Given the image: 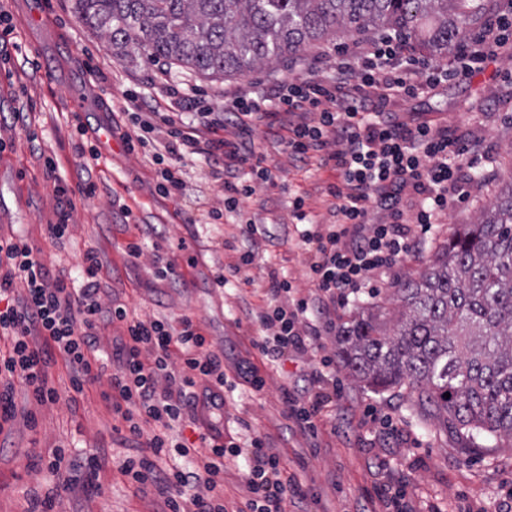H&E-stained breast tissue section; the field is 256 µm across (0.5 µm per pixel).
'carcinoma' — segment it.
<instances>
[{"label": "carcinoma", "mask_w": 512, "mask_h": 512, "mask_svg": "<svg viewBox=\"0 0 512 512\" xmlns=\"http://www.w3.org/2000/svg\"><path fill=\"white\" fill-rule=\"evenodd\" d=\"M120 58L164 60L205 77L243 75L340 31H396L446 58L487 0H74ZM393 328L356 307L336 336L342 368L375 391L406 387L471 447L512 441V186L397 288ZM450 397H444V394Z\"/></svg>", "instance_id": "cac0c4a2"}]
</instances>
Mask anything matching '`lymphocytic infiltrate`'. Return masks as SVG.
Segmentation results:
<instances>
[{
  "label": "lymphocytic infiltrate",
  "mask_w": 512,
  "mask_h": 512,
  "mask_svg": "<svg viewBox=\"0 0 512 512\" xmlns=\"http://www.w3.org/2000/svg\"><path fill=\"white\" fill-rule=\"evenodd\" d=\"M509 49L512 0H493L449 64L416 56L401 35L375 33L337 52H322L262 100L236 94L225 115L205 117L197 128L156 114L148 100L130 96L133 130L124 141L152 148L161 167L157 190L166 197L183 189L175 166L182 154L214 156L224 176V203L208 213L215 222L236 212L257 186L277 180L251 145L255 126L285 129L290 157H318L320 168L334 172L336 181L328 186L335 200L333 222H315L302 196L289 200L300 241L312 254L311 292L291 298L288 279L271 272L268 304L254 315L255 348L268 361H283L303 352L307 338L335 335L337 306L416 251L418 231H430L453 197L467 196L476 185L469 174L479 145L474 133L404 118L391 109L396 95H434L442 83L484 70ZM228 125L234 128L231 137L204 139V131ZM82 262L85 280L75 288L65 275H50L26 239L0 238V340L8 342L0 353V427L15 416L16 387L39 405L60 400L49 370L63 359L71 394L98 388L106 408L122 421L130 453L119 470L154 497L159 512H225L224 463L240 447L225 444L217 423L198 415L225 406L223 357L189 315L143 319L124 306L106 305L99 254L86 250ZM18 281L24 294L14 291ZM115 321L124 324L125 334L100 357L95 330ZM333 401L318 376L308 387L282 391L284 417L313 438ZM187 423L197 426L196 441L175 435ZM248 448L247 495L235 512H287V503L308 499V489L288 472L268 437H251ZM175 456L179 464L168 465ZM40 464L63 492L92 486L101 467L99 455L76 459L63 448Z\"/></svg>",
  "instance_id": "1"
}]
</instances>
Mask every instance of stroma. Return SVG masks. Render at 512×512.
<instances>
[{
    "label": "stroma",
    "instance_id": "1",
    "mask_svg": "<svg viewBox=\"0 0 512 512\" xmlns=\"http://www.w3.org/2000/svg\"><path fill=\"white\" fill-rule=\"evenodd\" d=\"M0 12L14 29L10 42L0 44V237H24L51 273L65 274L77 284L82 281L83 252L95 249L109 272L102 280L105 302L161 320L192 316L212 350L223 355L224 371L236 385L226 395L231 421L224 426L225 439L242 445L250 431L271 437L288 470L313 494L308 512H378L374 490L383 485L404 491L407 503L419 507L427 502L441 512H504L512 504V448L471 447L406 388L373 391L336 363L332 369L341 393L335 409L319 422L317 438L283 417V388L304 386L312 372L321 370L323 357L335 356L336 339L322 337L303 356L265 364L252 346V314L267 303L270 270L288 276L301 292L309 291L310 254L290 222L288 196L305 195L317 221L329 223L331 173L319 169L316 160L289 158L276 137L265 127H255L253 147L275 171L277 185L259 187L241 203L240 215L203 224L199 218L206 204L219 203L224 196L212 157L191 154L179 159L185 189L179 196L165 197L156 189L158 167L151 153L126 149L123 135L130 125L124 90L155 99L170 114L181 112L183 99L191 96L220 112L226 96L288 79L287 60L242 76L206 78L176 66L117 57L104 35L75 17L72 0H0ZM509 74L512 54H505L471 81H451L434 96L398 101V110L440 120L449 130H474L487 157L477 170L489 178L481 191L452 202L440 224L422 237L418 254L405 255L391 275L375 278L371 292L350 295L348 307L336 312L337 323L349 321L354 306L366 301L397 309L398 285L418 276L453 231L474 222L500 188L512 182V104L494 98L495 80ZM77 98L90 101L78 115L71 110ZM16 112L26 113V127L13 123ZM79 122L87 126V135L77 134ZM85 149L95 150L97 160L85 161ZM47 155L56 157L75 206L70 236L61 244L45 232L58 205L43 170ZM86 163L98 186L91 198L77 191ZM127 208L133 213L129 220L123 214ZM243 219L268 228L276 238H258L253 263L234 274L231 266L249 247L240 235ZM133 240L144 248L134 262L125 252ZM157 255L176 259L180 281L157 276ZM220 274L227 278L222 287L215 282ZM248 362L259 365L265 378L261 392L237 377V366ZM52 376L60 401L35 407L24 389H17L16 418L0 430V512H30L33 501L47 497L51 512H154L150 498L117 469L125 449L117 440V420L98 391H87L71 403L64 362L53 366ZM372 408L390 414L395 430L371 420ZM30 411L36 417L32 428L24 420ZM57 446L69 448L76 458L110 449L98 474V489L75 498L57 491L53 476L33 468L38 455Z\"/></svg>",
    "mask_w": 512,
    "mask_h": 512
}]
</instances>
